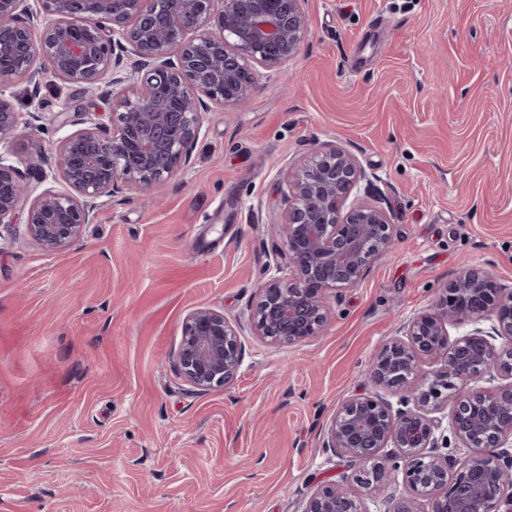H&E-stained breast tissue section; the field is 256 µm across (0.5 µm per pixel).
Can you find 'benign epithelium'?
I'll list each match as a JSON object with an SVG mask.
<instances>
[{"instance_id":"1","label":"benign epithelium","mask_w":512,"mask_h":512,"mask_svg":"<svg viewBox=\"0 0 512 512\" xmlns=\"http://www.w3.org/2000/svg\"><path fill=\"white\" fill-rule=\"evenodd\" d=\"M304 2L0 0V77L25 82L36 98L48 70L90 94L74 119L52 113L81 126L55 150L62 188L42 189L0 157V223L29 204L23 239L52 253L124 190L151 202L154 187L191 165L204 115L246 103L259 70L275 72L299 54ZM19 125L20 113L0 99V144ZM364 181L356 157L334 144L284 173L269 261L246 310L230 318L200 307L184 321L173 364L188 384L207 391L232 383L246 336L280 345L324 332L341 291L394 248L385 199L356 193ZM462 323L473 328L450 339L449 328ZM498 339L508 345L496 347ZM365 379L372 391L346 398L322 439L349 470L320 486L302 512H364L356 489L399 482L410 494L391 496L388 512H420L422 499L430 512H512V289L484 271L461 272L397 328ZM408 385L393 405L387 392ZM450 395L446 429L436 413ZM450 437L481 452L453 459L444 452ZM388 447L397 452L383 453Z\"/></svg>"}]
</instances>
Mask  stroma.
<instances>
[{"instance_id": "35a3bbf8", "label": "stroma", "mask_w": 512, "mask_h": 512, "mask_svg": "<svg viewBox=\"0 0 512 512\" xmlns=\"http://www.w3.org/2000/svg\"><path fill=\"white\" fill-rule=\"evenodd\" d=\"M308 36L249 102L210 113L194 160L103 206L48 253L0 224V512H301L346 460L321 445L398 320L465 268L512 286V0H305ZM15 110L71 112L0 78ZM69 124L0 156L59 186ZM352 152L386 198L394 250L299 344L245 337L234 382L198 391L172 356L195 307L241 314L267 263L282 174L315 144ZM44 156L30 169L29 161Z\"/></svg>"}]
</instances>
